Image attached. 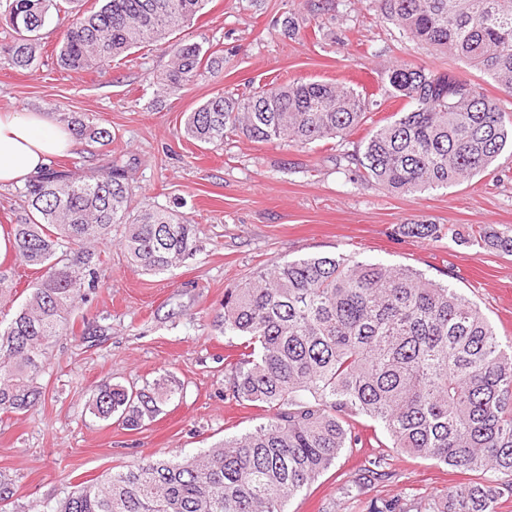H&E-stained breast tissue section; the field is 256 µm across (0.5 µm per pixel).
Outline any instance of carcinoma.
<instances>
[{"mask_svg": "<svg viewBox=\"0 0 512 512\" xmlns=\"http://www.w3.org/2000/svg\"><path fill=\"white\" fill-rule=\"evenodd\" d=\"M9 0L12 31L0 48L25 69L51 20L62 29L60 65L105 72L148 42L167 44L161 85L176 93L210 72L213 55L172 36L208 0ZM381 19L409 38L463 60L512 96V0H374ZM376 92L332 83H285L247 97L217 94L186 117L183 132L204 144L241 135L254 142L305 147L345 138L366 123L379 97L406 102L398 118L371 129L351 155L355 177L397 194L448 187L486 172L512 138L498 101L452 70L391 66ZM79 140L112 143V133L73 118ZM123 225L121 249L146 273L169 270L194 249V226L172 210L131 205L127 171L75 182L49 171L29 186L27 208L10 225L15 256L42 269L13 311V272L0 265V414L41 400L38 379L49 341L103 273L99 245ZM400 232L439 238L434 224ZM488 246L512 251L507 232H478ZM213 327L242 339L229 391L268 412L253 431L181 459H144L85 481L48 512H286L289 499L363 445L348 418L364 415L400 452L443 466L482 472L473 482L427 501L373 502L371 512H496L512 491V342L457 289L403 266L344 254L285 261L224 289ZM163 374L140 389L104 382L88 405L96 418L138 430L177 396ZM360 479L388 477L365 459Z\"/></svg>", "mask_w": 512, "mask_h": 512, "instance_id": "carcinoma-1", "label": "carcinoma"}]
</instances>
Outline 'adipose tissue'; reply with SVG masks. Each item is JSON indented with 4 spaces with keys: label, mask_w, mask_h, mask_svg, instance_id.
Here are the masks:
<instances>
[{
    "label": "adipose tissue",
    "mask_w": 512,
    "mask_h": 512,
    "mask_svg": "<svg viewBox=\"0 0 512 512\" xmlns=\"http://www.w3.org/2000/svg\"><path fill=\"white\" fill-rule=\"evenodd\" d=\"M66 126L41 111L0 112V187L21 185L48 171L55 156L69 152Z\"/></svg>",
    "instance_id": "ef3b65f1"
}]
</instances>
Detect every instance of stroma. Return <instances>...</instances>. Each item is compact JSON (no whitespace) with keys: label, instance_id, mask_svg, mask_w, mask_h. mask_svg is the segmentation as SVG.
Returning <instances> with one entry per match:
<instances>
[{"label":"stroma","instance_id":"1","mask_svg":"<svg viewBox=\"0 0 512 512\" xmlns=\"http://www.w3.org/2000/svg\"><path fill=\"white\" fill-rule=\"evenodd\" d=\"M314 2L208 0L179 37L209 48L223 66L176 93L160 85L169 64L160 42L133 49L104 74L60 68L61 33L53 25L42 30V49L28 68H13L0 51V110L46 111L62 124L79 117L112 133L107 146L76 142L54 159L53 170L88 180L121 161L133 206L172 208L196 226L192 254L157 274L129 266L119 246L123 228H113L103 248V282L77 305L71 329L49 344L42 401L0 420V473L14 489L6 512H30L109 471L193 453L264 423L263 411L228 395L239 340L218 334L211 319L225 288L285 261L344 254L416 269L457 288L498 336L512 340V252L471 239L481 228L512 231L511 148L499 155L496 173L402 195L352 179L348 157L366 136L363 127L303 149L243 137L216 147L183 137L188 113L215 94L241 95L282 77L340 82L364 93L398 62L465 74L512 119V97L495 82L403 36L379 18L372 0H332L319 11ZM288 19L295 23L290 31L283 28ZM418 220L439 225L440 238L399 233V225ZM167 372L180 393L141 429L89 413L101 383L140 387ZM351 423L364 447L341 453L290 498L287 512H366L376 499L427 500L477 478L401 454L369 418ZM367 457L380 458L390 477L359 489L353 480Z\"/></svg>","mask_w":512,"mask_h":512}]
</instances>
